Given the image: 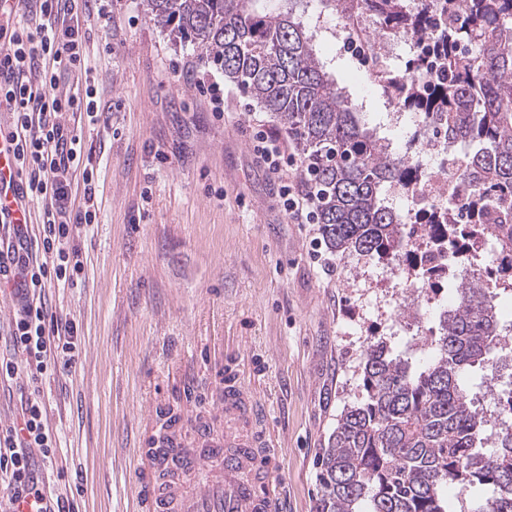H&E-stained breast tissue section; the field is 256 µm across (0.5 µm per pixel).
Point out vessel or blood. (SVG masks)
I'll use <instances>...</instances> for the list:
<instances>
[{"label": "vessel or blood", "mask_w": 512, "mask_h": 512, "mask_svg": "<svg viewBox=\"0 0 512 512\" xmlns=\"http://www.w3.org/2000/svg\"><path fill=\"white\" fill-rule=\"evenodd\" d=\"M23 184L0 132V218L10 224H34L35 215L22 196ZM259 408L233 374L224 377V454L215 441L186 448L169 442L158 454L140 458L138 474L147 512H287L285 492L274 481L275 453L256 427ZM205 481L192 482L198 469Z\"/></svg>", "instance_id": "1"}]
</instances>
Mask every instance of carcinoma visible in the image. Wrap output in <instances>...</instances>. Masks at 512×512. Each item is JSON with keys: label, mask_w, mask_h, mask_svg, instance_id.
<instances>
[{"label": "carcinoma", "mask_w": 512, "mask_h": 512, "mask_svg": "<svg viewBox=\"0 0 512 512\" xmlns=\"http://www.w3.org/2000/svg\"><path fill=\"white\" fill-rule=\"evenodd\" d=\"M150 19L190 43L271 112L299 145L330 250L355 252L410 272L415 225L403 222L394 192L413 193L418 165L387 151L350 95L336 83L308 23L311 0H144ZM387 27H430L440 0H363ZM460 22L438 34L444 80L408 87L393 103L446 118L448 140L470 147L461 193L423 216L432 245L456 256L465 280L438 315L423 367L370 344L366 396L343 410L321 456L317 512H448V486L488 487L474 512H512V427L494 428L473 406L466 377L507 335L490 284L470 269L471 250L495 243L497 278L512 286V0H463ZM463 42L476 51L458 52ZM464 224L455 222L457 208Z\"/></svg>", "instance_id": "obj_1"}]
</instances>
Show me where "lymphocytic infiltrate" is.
Returning a JSON list of instances; mask_svg holds the SVG:
<instances>
[{
  "label": "lymphocytic infiltrate",
  "instance_id": "obj_1",
  "mask_svg": "<svg viewBox=\"0 0 512 512\" xmlns=\"http://www.w3.org/2000/svg\"><path fill=\"white\" fill-rule=\"evenodd\" d=\"M89 8V0H17L8 13L10 26L0 25V106L11 113V140L28 198L42 205L37 237L23 224L0 228V277L17 283L10 340L38 374L78 357L76 324L50 315L42 293L48 284L73 282L68 245L77 229L96 223L99 211L98 173L68 116L82 112L92 124L112 123L108 108L63 83L71 76L94 80L80 33ZM248 123L253 155L276 182L288 223H317L318 197L307 175L299 174L290 145L256 116ZM52 446L42 406L29 400L21 422L0 440L10 501L32 497L45 512H71L65 500L47 499L33 468L34 454L49 456Z\"/></svg>",
  "mask_w": 512,
  "mask_h": 512
}]
</instances>
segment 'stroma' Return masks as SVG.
I'll return each mask as SVG.
<instances>
[{
	"instance_id": "obj_1",
	"label": "stroma",
	"mask_w": 512,
	"mask_h": 512,
	"mask_svg": "<svg viewBox=\"0 0 512 512\" xmlns=\"http://www.w3.org/2000/svg\"><path fill=\"white\" fill-rule=\"evenodd\" d=\"M112 21L81 22L105 128L78 133L98 169L97 224L70 241L83 271L46 289L50 311L77 323L80 355L31 381L0 315V359L20 370L0 377V427L41 401L56 450L35 456L52 496L73 512H140L135 466L167 414L185 428L208 417L224 430V376L258 401V427L280 459L288 512H315L318 460L342 410L363 397L371 342L420 364L439 312L440 289L404 305L405 275L393 264L332 254L323 272L310 250L319 225L288 223L275 182L254 160L247 113L272 115L247 94L217 119L176 67L201 55L146 15L143 0H115ZM336 78L383 122L386 102L350 57ZM422 323V332L399 333Z\"/></svg>"
}]
</instances>
